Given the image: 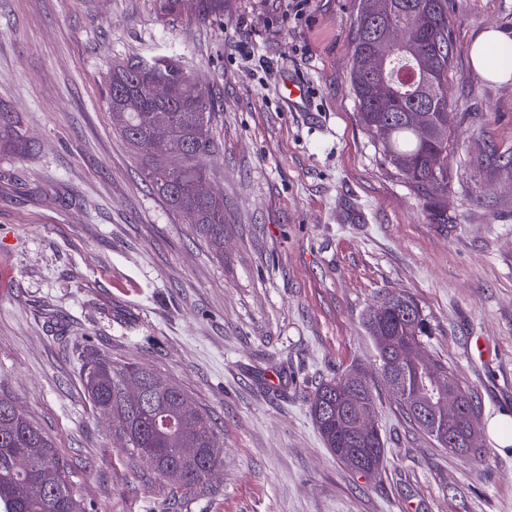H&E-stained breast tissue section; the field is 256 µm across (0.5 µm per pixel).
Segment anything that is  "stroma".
<instances>
[{
  "label": "stroma",
  "instance_id": "obj_1",
  "mask_svg": "<svg viewBox=\"0 0 512 512\" xmlns=\"http://www.w3.org/2000/svg\"><path fill=\"white\" fill-rule=\"evenodd\" d=\"M357 9L224 0L200 20L156 0H0V393L53 441L86 512H512V445L488 430L512 414V79L480 78L469 56L486 28L512 38V0H448L444 224L358 121ZM170 52L218 100L220 258L144 181L104 104L116 62ZM281 71L308 83L309 109L283 104ZM399 292L430 324L425 354L475 393L478 450L441 447L384 396L386 456L365 478L307 401L373 367L363 319ZM92 350L153 367L211 416L224 464L207 491L120 448L82 385Z\"/></svg>",
  "mask_w": 512,
  "mask_h": 512
}]
</instances>
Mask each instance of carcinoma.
Listing matches in <instances>:
<instances>
[{
	"label": "carcinoma",
	"instance_id": "carcinoma-1",
	"mask_svg": "<svg viewBox=\"0 0 512 512\" xmlns=\"http://www.w3.org/2000/svg\"><path fill=\"white\" fill-rule=\"evenodd\" d=\"M384 2L394 4L391 26L410 23L422 5L432 12L430 25L409 46L395 48L384 67V77L390 80L403 65L416 67L422 58L435 61L430 81L438 97L424 113L426 135L405 122L407 114L421 104L423 88L393 82L391 94L382 98L375 93L366 68L367 33ZM223 11L224 0H194L197 16ZM453 51L448 0H359L351 74L359 122L372 136L383 161L425 201L434 224L445 223L447 216L443 199L448 194V140L454 119L447 85ZM106 104L121 137L140 161L148 185L215 253H224V199L203 198L193 192L195 184L206 180L204 159L214 147L216 102L211 91L193 81L178 55L155 54L129 59L112 69ZM159 121L173 124L187 141L183 160L164 164V147L151 137ZM363 324L376 350L375 371L351 391L344 385V374L321 383L309 400V413L326 448L339 461L351 470L373 475L385 457L384 441L379 433L368 440L346 434L345 396L375 408L382 385L409 423L430 435L415 420L410 395L396 388L392 379L400 367V350L409 341H421L426 323L422 307L412 296L388 293L369 310ZM429 361L466 398L448 440L459 442L455 452L469 454L472 449L461 442L476 428V397L447 365L432 357ZM82 374L94 410L111 418L113 435L121 447L157 473L162 467L183 470L181 485L187 491L209 487L208 475L224 464L220 430L207 413L190 408L184 390L170 382L160 385L162 378L148 366H116L97 351L86 356ZM0 512H86L65 462L5 395H0Z\"/></svg>",
	"mask_w": 512,
	"mask_h": 512
}]
</instances>
